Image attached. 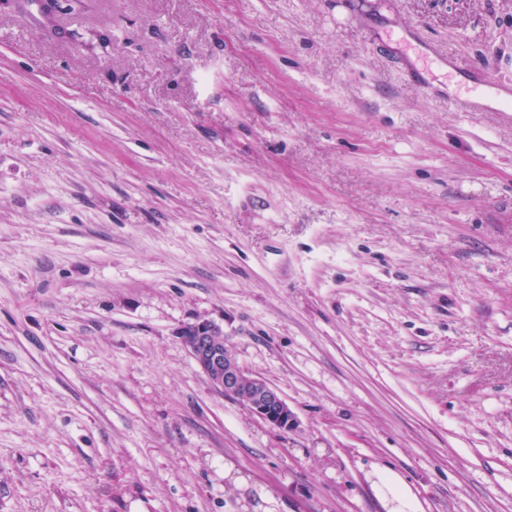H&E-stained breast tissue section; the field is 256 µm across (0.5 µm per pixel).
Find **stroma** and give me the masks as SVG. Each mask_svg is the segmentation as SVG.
<instances>
[{"mask_svg":"<svg viewBox=\"0 0 512 512\" xmlns=\"http://www.w3.org/2000/svg\"><path fill=\"white\" fill-rule=\"evenodd\" d=\"M57 3L0 0V512H512V121L452 103L512 0ZM175 336L217 393L244 403L254 415L281 431L295 428L296 416L283 395L238 363L219 325L196 320L179 327Z\"/></svg>","mask_w":512,"mask_h":512,"instance_id":"1","label":"stroma"}]
</instances>
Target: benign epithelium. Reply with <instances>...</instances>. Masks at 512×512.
Instances as JSON below:
<instances>
[{"instance_id":"benign-epithelium-1","label":"benign epithelium","mask_w":512,"mask_h":512,"mask_svg":"<svg viewBox=\"0 0 512 512\" xmlns=\"http://www.w3.org/2000/svg\"><path fill=\"white\" fill-rule=\"evenodd\" d=\"M175 336L217 393L244 403L254 415L281 431L295 428L296 416L283 395L238 363L219 325L196 320L179 327Z\"/></svg>"}]
</instances>
